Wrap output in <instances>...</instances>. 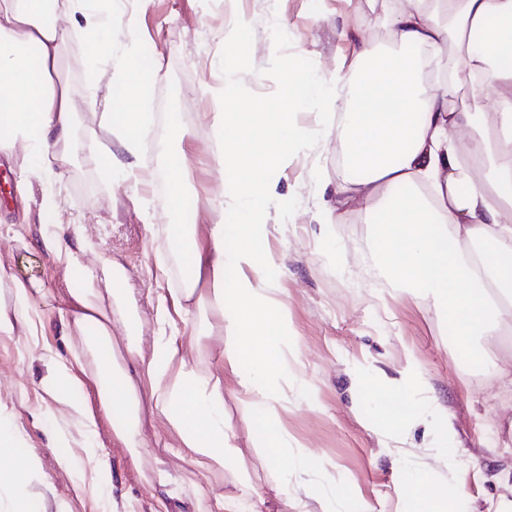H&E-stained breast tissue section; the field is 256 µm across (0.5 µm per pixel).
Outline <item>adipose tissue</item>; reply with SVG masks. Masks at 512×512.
<instances>
[{"mask_svg": "<svg viewBox=\"0 0 512 512\" xmlns=\"http://www.w3.org/2000/svg\"><path fill=\"white\" fill-rule=\"evenodd\" d=\"M76 13L85 22L87 42L100 48L113 23L111 0H0V151L20 144L30 158L49 167L71 148L74 100L54 76L66 36L60 19ZM378 22L393 32L396 50L374 59L367 45H360L362 63L355 77L338 71L328 83L332 89L356 86L354 105L336 128L345 170L336 205L366 211L381 227L369 277L432 303L439 317L450 321L458 349L471 353L477 367L483 357L476 337L512 323V0H400ZM477 34L484 42L480 52L473 49ZM449 45L459 60L450 82H427L423 57L440 56ZM143 81L139 61L129 59L113 73L115 93L104 100L121 166L134 179L143 169L145 119L130 106L140 102ZM452 83L469 90L471 106L449 101ZM490 88L496 93L497 120L483 125L480 111ZM466 132L474 135L469 166L458 159ZM477 165L488 168L487 177L475 176ZM166 231L187 276L206 282V299L220 316L225 367L235 372L247 363L252 368L240 385L245 406L260 411L255 444L266 449L267 461H278L288 445L274 405L286 361L288 308L270 280L275 260L264 248L267 227L241 225V240L231 250L224 246L220 223L210 225L204 242L189 224H170ZM82 236V225L69 224L42 235L41 244L66 272L85 282L70 293L66 325L82 337L101 373L112 376L98 390L100 405L109 412L115 403L137 396L121 362L140 353L138 323L134 314H126L124 336L114 342L112 313L89 299L86 286L101 273L116 301L128 305L132 299L111 263L98 271L80 263L69 240ZM232 269L237 276L231 280ZM141 368L151 381L156 408L195 465L223 470L228 435L221 380L200 375L174 336L158 337ZM81 385L67 368H58L53 397L91 432L94 411L70 398ZM0 452L11 458L0 468V491L12 494L10 512H26L28 491L39 479L36 455L17 447L1 426Z\"/></svg>", "mask_w": 512, "mask_h": 512, "instance_id": "ef3b65f1", "label": "adipose tissue"}]
</instances>
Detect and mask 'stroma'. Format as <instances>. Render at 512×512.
Wrapping results in <instances>:
<instances>
[{
    "label": "stroma",
    "instance_id": "35a3bbf8",
    "mask_svg": "<svg viewBox=\"0 0 512 512\" xmlns=\"http://www.w3.org/2000/svg\"><path fill=\"white\" fill-rule=\"evenodd\" d=\"M391 0H112L118 21L112 38L91 64L77 27L61 45L57 79L75 100L73 147L52 168L26 173L23 150L0 154V305L18 309L31 327L0 335V424L18 443L34 449L40 480L28 497V512H403L426 486L448 481L463 486L469 501L499 512L512 501V486L497 473L512 461V391L492 365L474 369L460 352L449 324L431 304H416L370 280V248L378 233L364 211H346L319 226L321 181L339 183L343 171L335 127L321 129L303 111L299 123L322 130L312 149L289 159L277 187L279 200L297 198L294 215L272 230L269 251L279 263L273 279L288 308L293 350L281 371L278 413L288 432L284 465L265 460L251 424L242 417L239 377L225 369L224 338L209 331L210 307L174 312L186 287L164 227L179 223L169 203L168 172L160 147L178 149L189 174L198 236L225 221L220 196L228 177L212 118L221 109L224 77L213 63L224 44V22L245 14L254 29L255 72L245 87L272 94L276 84L259 71L272 60V25L291 39V53L311 59L319 73L351 63L355 48L342 35L356 29L367 46L390 50L395 42L375 25ZM139 30L129 36L128 16ZM139 53L144 66L161 65L146 91L148 125L145 169L139 180L105 174L98 157L114 147L102 102L112 72ZM76 223L84 243L82 264L100 268L110 260L124 272L141 316L142 353L155 336H178L186 358L200 372L224 382V423L233 448L223 472L199 470L159 411L142 408L141 448H126L102 414L94 434L52 398L51 369L65 365L84 384L76 401L98 405V366L61 318L72 289L69 276L40 246L44 225ZM39 282L42 295L19 301L17 284ZM408 378L427 421L386 430L374 414L382 388ZM367 390H360V383ZM454 419L460 452L449 456L439 427L442 413ZM309 456L318 474L295 471L296 456ZM69 458L63 469L61 458Z\"/></svg>",
    "mask_w": 512,
    "mask_h": 512
}]
</instances>
